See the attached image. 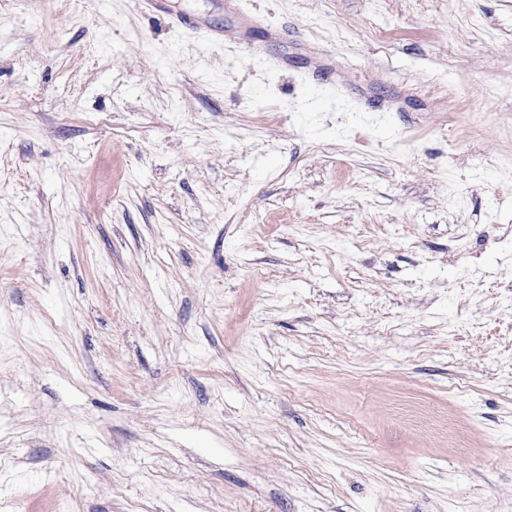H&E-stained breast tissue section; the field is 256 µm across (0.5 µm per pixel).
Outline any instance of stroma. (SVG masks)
<instances>
[{"instance_id": "stroma-1", "label": "stroma", "mask_w": 512, "mask_h": 512, "mask_svg": "<svg viewBox=\"0 0 512 512\" xmlns=\"http://www.w3.org/2000/svg\"><path fill=\"white\" fill-rule=\"evenodd\" d=\"M168 6L0 0V512H512V0Z\"/></svg>"}]
</instances>
